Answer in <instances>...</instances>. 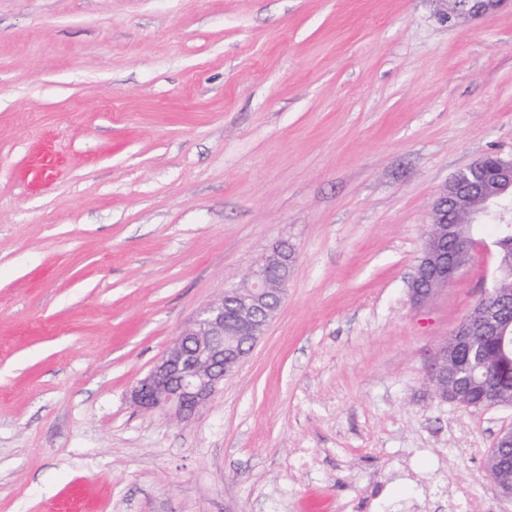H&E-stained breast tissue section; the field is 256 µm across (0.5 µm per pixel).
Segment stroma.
<instances>
[{
  "instance_id": "1",
  "label": "stroma",
  "mask_w": 512,
  "mask_h": 512,
  "mask_svg": "<svg viewBox=\"0 0 512 512\" xmlns=\"http://www.w3.org/2000/svg\"><path fill=\"white\" fill-rule=\"evenodd\" d=\"M512 157V9L435 0H0V512H512V407L431 353L492 283L416 303L432 205ZM265 336L177 419L127 400L274 242ZM440 19L446 23L461 24L475 18L488 16L510 0H436ZM510 446H512V427L501 431L495 447L494 459L501 471L512 469V448Z\"/></svg>"
}]
</instances>
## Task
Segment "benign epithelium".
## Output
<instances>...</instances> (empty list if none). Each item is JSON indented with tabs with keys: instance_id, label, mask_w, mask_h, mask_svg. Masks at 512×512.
Wrapping results in <instances>:
<instances>
[{
	"instance_id": "1",
	"label": "benign epithelium",
	"mask_w": 512,
	"mask_h": 512,
	"mask_svg": "<svg viewBox=\"0 0 512 512\" xmlns=\"http://www.w3.org/2000/svg\"><path fill=\"white\" fill-rule=\"evenodd\" d=\"M512 0H436L440 19L461 24L488 16ZM482 160L455 174L433 204L432 224L411 281L413 298L423 303L448 287L470 262L480 242L469 225L486 221L508 223L512 210V159L499 158L493 186L474 187ZM294 248L282 240L262 256L241 283L228 285L212 303L200 309L149 372L130 388V403L142 411L167 410L187 418L210 402L224 378L251 353L279 311L286 293ZM512 266V256L493 255V286L439 343L433 353L432 381L443 383L462 352H473L477 337L493 326L504 336L512 318L501 320L499 308H512V292L497 287L499 273ZM498 469H512V427L501 431L494 454Z\"/></svg>"
}]
</instances>
